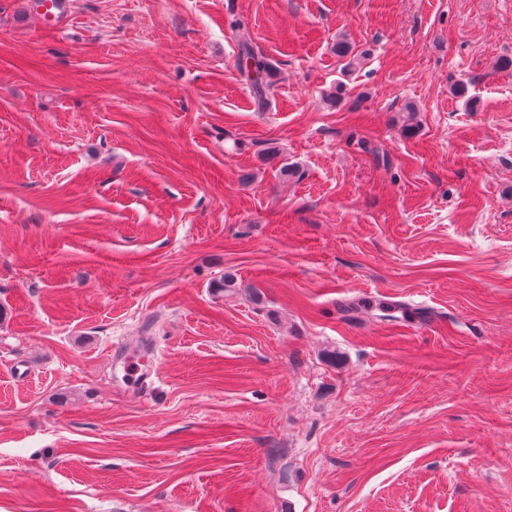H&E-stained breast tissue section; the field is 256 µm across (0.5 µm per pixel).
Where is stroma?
<instances>
[{"mask_svg":"<svg viewBox=\"0 0 512 512\" xmlns=\"http://www.w3.org/2000/svg\"><path fill=\"white\" fill-rule=\"evenodd\" d=\"M35 2L0 0V512H512V0ZM243 72L251 82L253 101L258 111L263 112L269 105L271 64L259 48L244 45L240 51ZM252 64V68L250 67Z\"/></svg>","mask_w":512,"mask_h":512,"instance_id":"1","label":"stroma"}]
</instances>
